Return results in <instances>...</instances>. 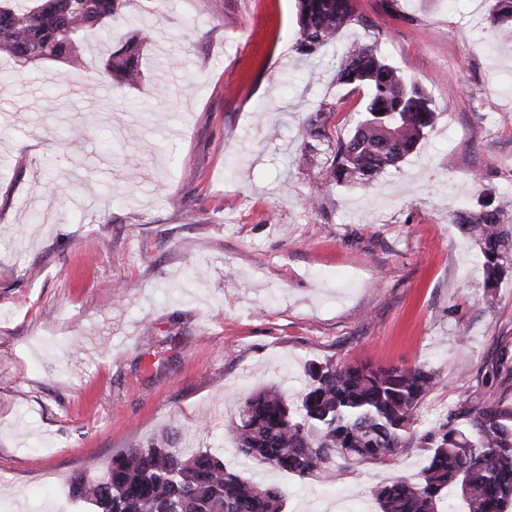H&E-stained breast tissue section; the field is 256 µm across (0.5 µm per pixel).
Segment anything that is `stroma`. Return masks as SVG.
Here are the masks:
<instances>
[{"label":"stroma","mask_w":512,"mask_h":512,"mask_svg":"<svg viewBox=\"0 0 512 512\" xmlns=\"http://www.w3.org/2000/svg\"><path fill=\"white\" fill-rule=\"evenodd\" d=\"M315 55L296 0H130L145 74L85 68L0 84V512H77L67 480L167 436L287 488L285 512H375L426 465L422 435L472 396L512 401V276L482 287L454 222L512 197V38L485 0H354ZM374 47L428 94L435 123L373 184L325 182L305 121L333 143L363 94L345 50ZM422 364L443 386L417 436L334 485L240 464L224 424L253 392L298 401L312 363Z\"/></svg>","instance_id":"stroma-1"}]
</instances>
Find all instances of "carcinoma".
<instances>
[{
  "label": "carcinoma",
  "instance_id": "obj_1",
  "mask_svg": "<svg viewBox=\"0 0 512 512\" xmlns=\"http://www.w3.org/2000/svg\"><path fill=\"white\" fill-rule=\"evenodd\" d=\"M490 22L512 37V0H488ZM128 0H0V53L21 65L84 64L86 37L104 46L97 74L107 83L141 79L144 36L112 42V23ZM355 21L353 0H298L297 50L313 55ZM337 81L365 92L354 133L328 152L327 178L370 184L410 155L435 121L427 94L367 46L350 48ZM322 112L309 116L307 138L322 142ZM507 200L488 198L481 209L455 215L476 234L483 256V288L512 272V230L502 223ZM295 406L274 387L247 398L228 425L246 461L299 478L334 480L342 468L384 462L416 433L420 402L442 384L423 365L373 367L331 360L314 364ZM465 426L447 422L423 436L428 462L417 478H397L372 491L379 512H445L451 491L466 512H505L512 504V406L494 394L464 408ZM69 498L84 512H283L285 493L229 467L209 451L153 441L112 455L105 470L68 482Z\"/></svg>",
  "mask_w": 512,
  "mask_h": 512
}]
</instances>
